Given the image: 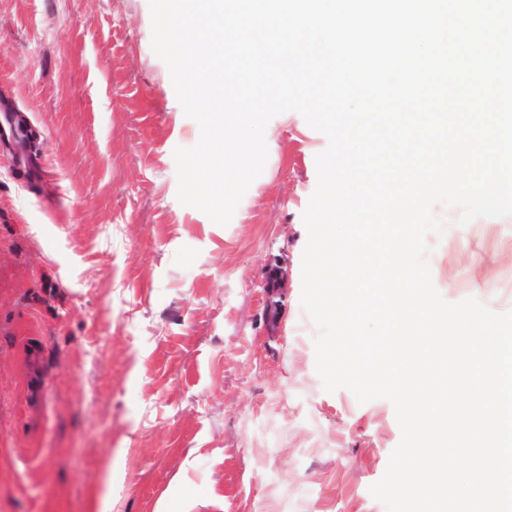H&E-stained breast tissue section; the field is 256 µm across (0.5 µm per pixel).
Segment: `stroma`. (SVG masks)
Listing matches in <instances>:
<instances>
[{"instance_id": "35a3bbf8", "label": "stroma", "mask_w": 512, "mask_h": 512, "mask_svg": "<svg viewBox=\"0 0 512 512\" xmlns=\"http://www.w3.org/2000/svg\"><path fill=\"white\" fill-rule=\"evenodd\" d=\"M151 40L149 0H0V99L36 132L29 186L0 151V512H97L107 482L112 512H386L394 407L324 390L300 303L327 138L272 118L215 224L177 199L200 128ZM459 214L427 237L436 289L512 311V216Z\"/></svg>"}]
</instances>
